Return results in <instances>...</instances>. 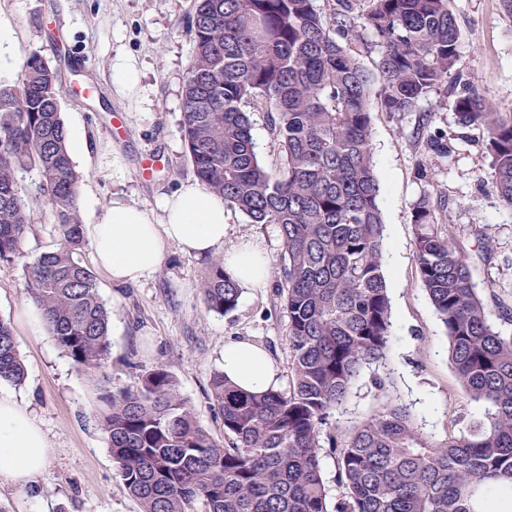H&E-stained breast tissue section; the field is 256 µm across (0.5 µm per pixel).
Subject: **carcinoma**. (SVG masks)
Returning <instances> with one entry per match:
<instances>
[{
	"label": "carcinoma",
	"instance_id": "carcinoma-1",
	"mask_svg": "<svg viewBox=\"0 0 512 512\" xmlns=\"http://www.w3.org/2000/svg\"><path fill=\"white\" fill-rule=\"evenodd\" d=\"M194 58L185 76L182 129L195 176L251 224H274L285 245L277 271L288 314L290 389L249 393L214 374L211 399L224 438L197 421L167 369L135 392L100 396L101 429L141 512H486L488 495L512 494V302L479 294L470 255L441 224L447 199L421 195L411 223L422 287L448 337L451 365L482 417L436 440L391 399L351 428L329 427L364 368L385 359L391 305L384 221L368 97L379 73L388 112H412L432 92L454 96L463 131L483 132L489 177L512 208V113L501 112L458 68L461 31L449 0H195ZM378 47L376 72L345 40ZM60 70L37 52L20 78L0 84V263L23 256L30 200L46 201L59 244L27 265V294L57 346L81 371L108 358L110 312L79 259L81 175L60 110ZM266 113L277 156L258 155L250 113ZM417 138L437 159L451 138ZM36 171L31 191L19 174ZM202 292L228 314L241 287L217 258ZM25 367L12 327L0 320V382ZM336 452L332 504L321 470Z\"/></svg>",
	"mask_w": 512,
	"mask_h": 512
}]
</instances>
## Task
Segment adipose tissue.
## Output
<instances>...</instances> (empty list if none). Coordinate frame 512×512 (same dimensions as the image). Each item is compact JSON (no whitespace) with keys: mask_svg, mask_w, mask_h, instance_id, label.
<instances>
[{"mask_svg":"<svg viewBox=\"0 0 512 512\" xmlns=\"http://www.w3.org/2000/svg\"><path fill=\"white\" fill-rule=\"evenodd\" d=\"M231 216L222 196L195 182L160 195L151 209L116 201L90 228L94 261L113 281L135 283L159 266L168 244H178L189 255L224 250ZM224 252V267L241 287H264L269 261L258 247L244 243ZM222 369L229 381L247 391L279 384L272 358L247 341L225 345ZM47 456L40 424L13 397L0 396V476L28 484L44 470Z\"/></svg>","mask_w":512,"mask_h":512,"instance_id":"adipose-tissue-1","label":"adipose tissue"}]
</instances>
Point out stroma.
Returning a JSON list of instances; mask_svg holds the SVG:
<instances>
[{
  "instance_id": "obj_1",
  "label": "stroma",
  "mask_w": 512,
  "mask_h": 512,
  "mask_svg": "<svg viewBox=\"0 0 512 512\" xmlns=\"http://www.w3.org/2000/svg\"><path fill=\"white\" fill-rule=\"evenodd\" d=\"M462 32L459 67L502 111H512V18L499 0H450ZM15 27L18 49L40 53L62 73L61 112L67 127H81L89 147L77 164L90 200L89 215H100L113 200L153 207L195 175L187 156L181 120L182 85L193 56L190 18L193 0H0ZM124 54L143 72L139 94L120 98L112 89V61ZM372 142L380 182L379 204L386 224L385 275L392 306L386 359L358 379L334 424L376 409L386 397L375 386L390 374V392L407 405L418 426L442 439L459 417L479 418L485 406L468 401L448 360L444 327L422 288L410 220L421 192L446 196L442 215L461 244L473 248L477 234L491 237V262L474 260L473 281L484 299L512 291V209L489 179L482 132L466 140L450 98L430 112V129L454 137L453 160L432 162L430 183L416 175L427 160L413 131L429 102L415 112H388L378 96L369 101ZM23 257L0 264V320L13 329L26 366L22 384L0 382L41 425L48 441L43 472L27 486L0 477V504L8 512H140L118 475L100 427L103 390H136L143 374L165 367L197 421L222 437L210 401V383L219 371L224 346L244 340L264 348L279 371L280 389L289 387L288 318L281 306L276 275L261 288L244 289L234 311H207L201 283L210 256L185 254L169 245L160 266L136 284H115L97 272L99 294L111 315V350L98 371H77L57 347L46 325H31L34 305L26 295L27 263L56 248L58 233L48 209L34 203ZM263 249L277 266L285 248L273 224H252L233 214L224 247L242 242Z\"/></svg>"
}]
</instances>
